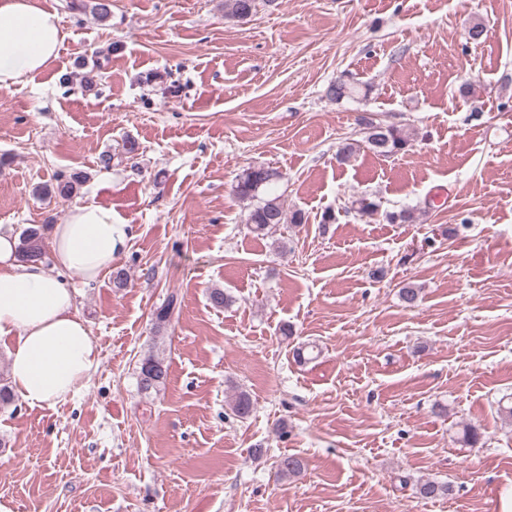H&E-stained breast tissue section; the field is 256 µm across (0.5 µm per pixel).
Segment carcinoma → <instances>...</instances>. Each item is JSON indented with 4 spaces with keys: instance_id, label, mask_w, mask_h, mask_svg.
Instances as JSON below:
<instances>
[{
    "instance_id": "carcinoma-1",
    "label": "carcinoma",
    "mask_w": 512,
    "mask_h": 512,
    "mask_svg": "<svg viewBox=\"0 0 512 512\" xmlns=\"http://www.w3.org/2000/svg\"><path fill=\"white\" fill-rule=\"evenodd\" d=\"M258 0H224V18L243 22L257 10ZM68 8L80 12L91 9V12L101 21L111 17V9L105 0H93L87 4L84 0H71ZM360 93L359 83L354 80L338 79L328 85L325 97L333 102L353 98ZM410 133L399 126L384 124H369L367 127L366 143L375 154L390 157L404 150L410 144ZM279 177V173L270 167H251L244 170L237 178L235 192L242 200H255L257 204L249 211L247 224L251 231L262 233L280 224H301L303 217L295 212L287 215L279 197L268 193L270 184ZM54 183L41 188V194L48 199L70 200L79 187L86 181V176L80 172H58L53 177ZM380 204L367 196H361L350 201L345 207L347 211H355L362 216H372L379 210ZM19 254L24 261H41L45 258L44 234L40 227H28L19 238ZM211 305L217 309L230 307L234 297L226 290L212 288L208 291ZM181 301L175 293H170L164 303L153 312V330L159 334L170 325L173 315L179 311ZM168 377V365L165 359L152 351L146 353L139 362L138 387L143 393L159 391L165 385ZM232 413L242 419L247 418L253 403L249 394L243 390L237 392L230 402ZM303 462L293 456L280 457L276 460V474L281 480L295 477L301 473ZM452 488L447 483L434 480L420 479L415 483V493L423 498H437L450 495Z\"/></svg>"
}]
</instances>
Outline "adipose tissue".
Instances as JSON below:
<instances>
[{
	"instance_id": "ef3b65f1",
	"label": "adipose tissue",
	"mask_w": 512,
	"mask_h": 512,
	"mask_svg": "<svg viewBox=\"0 0 512 512\" xmlns=\"http://www.w3.org/2000/svg\"><path fill=\"white\" fill-rule=\"evenodd\" d=\"M64 35L37 0H0V90H9L57 58ZM52 266L18 256L19 236L0 225V342L9 383L29 406H53L79 394L100 361V347L77 312L65 275L96 281L123 249L126 227L110 208L77 202L65 223L46 226Z\"/></svg>"
}]
</instances>
